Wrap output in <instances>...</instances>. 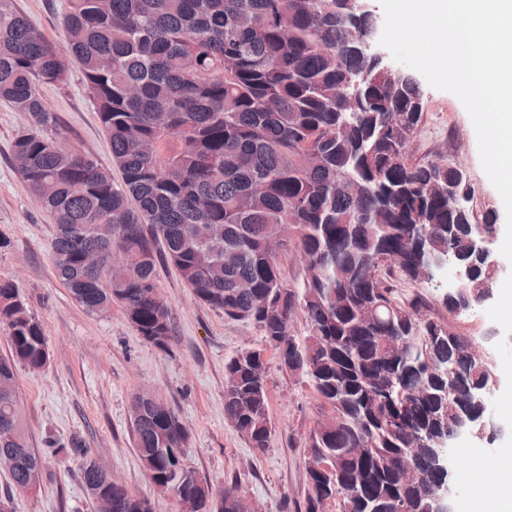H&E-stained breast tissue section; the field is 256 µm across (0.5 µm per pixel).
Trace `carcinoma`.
Instances as JSON below:
<instances>
[{
	"mask_svg": "<svg viewBox=\"0 0 512 512\" xmlns=\"http://www.w3.org/2000/svg\"><path fill=\"white\" fill-rule=\"evenodd\" d=\"M65 39L48 40L0 0V101L29 118L12 160L37 205L55 224L50 244L58 279L89 313L122 308L140 336L166 349L173 326L158 303L157 263H171L199 301L236 321H251L280 365L331 406L304 453L305 512H421L425 485L439 478L423 429L442 428L489 366L451 329L432 346L429 304L397 292L416 284L422 236L468 262V215L433 189L456 180L443 159L413 163L410 145L423 118L421 89L373 79L374 64L353 53L347 29H371L375 15L353 14L348 0H68ZM82 67L85 91L109 139L112 171L63 142L43 99ZM299 227L309 260L305 278L283 286L264 242ZM397 252L398 264L380 259ZM379 306L375 322L357 317ZM303 313L307 335L294 336ZM0 323L10 357L0 358V461L22 491L40 486L42 463L29 447L17 398L16 368L49 359L39 320L19 287L0 278ZM402 336L408 354L388 338ZM430 357L456 376L446 393L414 358ZM255 348L225 362L224 413L250 447H269L266 372ZM396 383L381 398L371 383ZM131 427L154 489L182 512H226L235 486L215 488L185 463L188 433L179 415L144 397ZM92 499L112 494V512H152L150 499L116 489L78 443ZM412 464L417 484L400 482Z\"/></svg>",
	"mask_w": 512,
	"mask_h": 512,
	"instance_id": "cac0c4a2",
	"label": "carcinoma"
}]
</instances>
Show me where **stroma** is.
Masks as SVG:
<instances>
[{"mask_svg":"<svg viewBox=\"0 0 512 512\" xmlns=\"http://www.w3.org/2000/svg\"><path fill=\"white\" fill-rule=\"evenodd\" d=\"M46 38H64L66 0H14ZM423 120L411 146L412 161L444 154L464 164L481 216L504 236L502 199L480 162L470 117L453 94L423 85ZM64 140L111 167L109 142L83 88L78 64H71L63 88L46 89ZM29 126L25 113L0 101V278L13 280L40 321L49 361L38 371L18 367L16 392L26 414L28 441L44 462L37 490L22 491L0 466V496L11 495L12 512H97L82 484L80 462L55 455V448L80 439L91 458L132 494L149 497L153 512H180L177 501L158 494L139 461L130 425L136 397L153 396L175 410L188 431L187 463L214 486H236L250 512H303L306 492L303 451L310 431L331 410L308 384L281 368L273 350L264 354L269 448L249 447L224 412V364L237 350L260 347L261 332L251 323L226 319L200 302L168 263L157 265L160 294L172 316L167 349L145 341L120 307L105 315L87 312L57 279L50 255L52 218L38 207L11 155L15 138ZM294 228H285L275 258L286 287L305 274ZM512 299V264L504 263L491 299L454 321L458 332L482 346L496 377L491 410L502 433L494 440L464 437L451 457L450 485L455 512H473L470 476L483 470L497 480L496 462L512 455V321L496 314Z\"/></svg>","mask_w":512,"mask_h":512,"instance_id":"1","label":"stroma"}]
</instances>
